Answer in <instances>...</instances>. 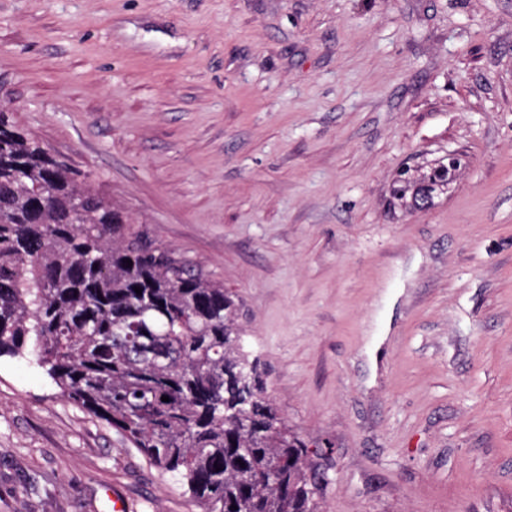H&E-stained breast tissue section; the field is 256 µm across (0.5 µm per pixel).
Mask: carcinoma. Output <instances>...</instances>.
I'll use <instances>...</instances> for the list:
<instances>
[{"label":"carcinoma","mask_w":512,"mask_h":512,"mask_svg":"<svg viewBox=\"0 0 512 512\" xmlns=\"http://www.w3.org/2000/svg\"><path fill=\"white\" fill-rule=\"evenodd\" d=\"M240 310L0 110V353L30 357L200 512H317Z\"/></svg>","instance_id":"carcinoma-1"}]
</instances>
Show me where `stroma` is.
<instances>
[{
  "instance_id": "obj_1",
  "label": "stroma",
  "mask_w": 512,
  "mask_h": 512,
  "mask_svg": "<svg viewBox=\"0 0 512 512\" xmlns=\"http://www.w3.org/2000/svg\"><path fill=\"white\" fill-rule=\"evenodd\" d=\"M0 108L239 297L319 512H512V0H0ZM113 491L199 512L0 356V512ZM447 162H439L431 167L426 175L433 178L441 177L448 181V186L456 179L464 164V155L458 151H448Z\"/></svg>"
}]
</instances>
